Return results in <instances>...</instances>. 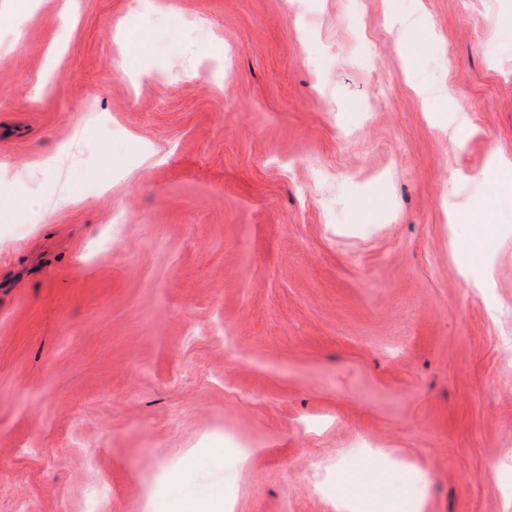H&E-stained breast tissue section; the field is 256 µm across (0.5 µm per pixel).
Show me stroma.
<instances>
[{
  "mask_svg": "<svg viewBox=\"0 0 512 512\" xmlns=\"http://www.w3.org/2000/svg\"><path fill=\"white\" fill-rule=\"evenodd\" d=\"M0 194V512H512V0H0Z\"/></svg>",
  "mask_w": 512,
  "mask_h": 512,
  "instance_id": "obj_1",
  "label": "stroma"
}]
</instances>
